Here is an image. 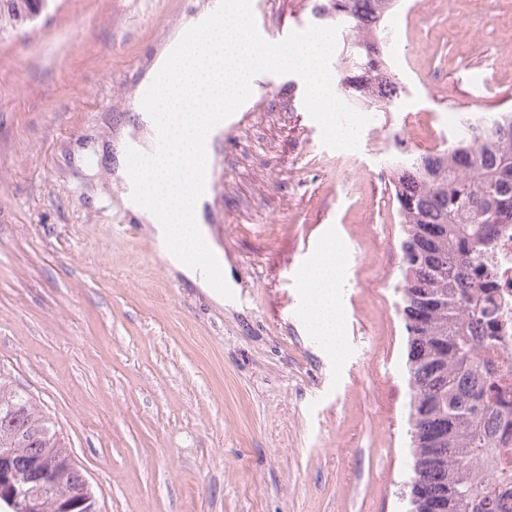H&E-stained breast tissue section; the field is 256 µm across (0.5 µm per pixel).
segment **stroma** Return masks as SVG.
I'll return each instance as SVG.
<instances>
[{"label": "stroma", "mask_w": 512, "mask_h": 512, "mask_svg": "<svg viewBox=\"0 0 512 512\" xmlns=\"http://www.w3.org/2000/svg\"><path fill=\"white\" fill-rule=\"evenodd\" d=\"M207 0H50L0 32V372L54 421L100 512H404L411 473L400 133L445 148L512 111V0H402L399 96L359 147L326 148L293 74L262 73L210 158L206 223L234 283L217 303L152 249L114 178L147 142L137 88ZM273 29L314 0H251ZM469 99L468 109L456 102ZM343 249V353L302 315L305 270Z\"/></svg>", "instance_id": "35a3bbf8"}]
</instances>
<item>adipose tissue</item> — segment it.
<instances>
[{
	"label": "adipose tissue",
	"instance_id": "ef3b65f1",
	"mask_svg": "<svg viewBox=\"0 0 512 512\" xmlns=\"http://www.w3.org/2000/svg\"><path fill=\"white\" fill-rule=\"evenodd\" d=\"M343 262L335 249L321 252L307 272L303 314L311 331L331 351L342 348L344 316L340 303Z\"/></svg>",
	"mask_w": 512,
	"mask_h": 512
}]
</instances>
